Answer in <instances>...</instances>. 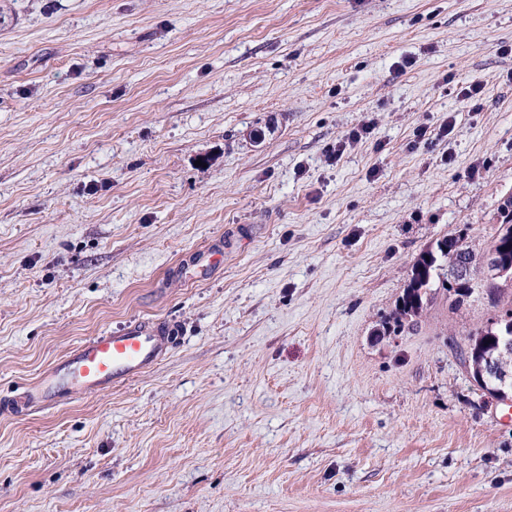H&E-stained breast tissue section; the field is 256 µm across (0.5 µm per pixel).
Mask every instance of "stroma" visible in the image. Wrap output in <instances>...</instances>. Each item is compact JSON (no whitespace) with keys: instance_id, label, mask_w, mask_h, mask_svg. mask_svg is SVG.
<instances>
[{"instance_id":"stroma-1","label":"stroma","mask_w":512,"mask_h":512,"mask_svg":"<svg viewBox=\"0 0 512 512\" xmlns=\"http://www.w3.org/2000/svg\"><path fill=\"white\" fill-rule=\"evenodd\" d=\"M511 194L512 0H0V400L180 336L0 414V512H512V411L455 352L487 301L381 333ZM174 344L162 325L143 321L91 336L5 401L2 412L22 415L65 403L76 394L93 395L126 384L156 365Z\"/></svg>"}]
</instances>
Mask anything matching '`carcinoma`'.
Wrapping results in <instances>:
<instances>
[{
  "instance_id": "carcinoma-1",
  "label": "carcinoma",
  "mask_w": 512,
  "mask_h": 512,
  "mask_svg": "<svg viewBox=\"0 0 512 512\" xmlns=\"http://www.w3.org/2000/svg\"><path fill=\"white\" fill-rule=\"evenodd\" d=\"M469 227H464L454 238H446L423 252L411 269L408 284L399 298L396 315L383 323L385 335H398L418 325L417 317L424 306L440 296H453L461 302L474 295L488 299L493 314L486 322L475 326L467 334L465 345L457 347V355L464 365H474L491 360V370L486 372V384L497 383L495 373H512V352L503 349L502 337L512 335V283H480L474 277L448 275V257L462 266L474 267L481 262L466 245ZM489 245L498 251L500 260L512 264V209L499 214Z\"/></svg>"
}]
</instances>
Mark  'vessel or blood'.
I'll return each mask as SVG.
<instances>
[{"instance_id": "b4317fda", "label": "vessel or blood", "mask_w": 512, "mask_h": 512, "mask_svg": "<svg viewBox=\"0 0 512 512\" xmlns=\"http://www.w3.org/2000/svg\"><path fill=\"white\" fill-rule=\"evenodd\" d=\"M174 344L162 325L143 321L89 337L0 409L22 415L67 402L77 394L93 395L128 383L156 365Z\"/></svg>"}]
</instances>
